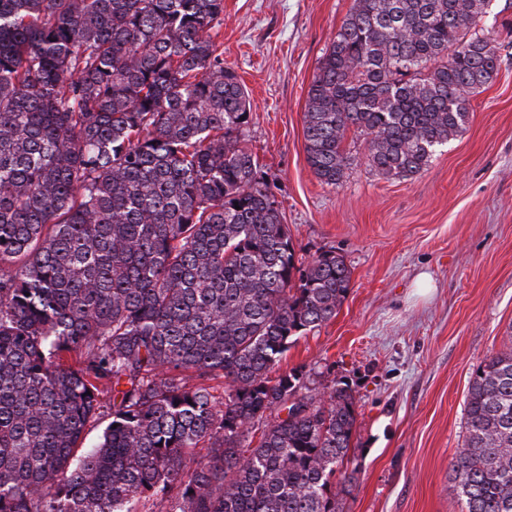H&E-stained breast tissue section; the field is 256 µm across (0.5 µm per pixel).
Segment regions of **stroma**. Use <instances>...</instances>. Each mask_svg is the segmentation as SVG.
<instances>
[{
	"mask_svg": "<svg viewBox=\"0 0 512 512\" xmlns=\"http://www.w3.org/2000/svg\"><path fill=\"white\" fill-rule=\"evenodd\" d=\"M353 0H224L217 42L245 85L256 157L305 258L344 257L349 292L335 318L293 344L282 368L357 399L358 480L344 512H462L448 465L465 435L473 370L512 346V36L497 75L470 100L466 128L408 179L366 164L349 131L342 182L307 163L304 113L326 47Z\"/></svg>",
	"mask_w": 512,
	"mask_h": 512,
	"instance_id": "1",
	"label": "stroma"
}]
</instances>
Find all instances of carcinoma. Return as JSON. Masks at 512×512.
Instances as JSON below:
<instances>
[{"instance_id":"carcinoma-1","label":"carcinoma","mask_w":512,"mask_h":512,"mask_svg":"<svg viewBox=\"0 0 512 512\" xmlns=\"http://www.w3.org/2000/svg\"><path fill=\"white\" fill-rule=\"evenodd\" d=\"M491 8L354 0L309 90L317 178L342 181L352 128L371 170H424L497 73L500 43L474 31ZM223 13L0 0V512H343L357 481L352 388L280 369L350 271L299 256L241 141ZM465 415L462 512H512V348L472 372Z\"/></svg>"}]
</instances>
